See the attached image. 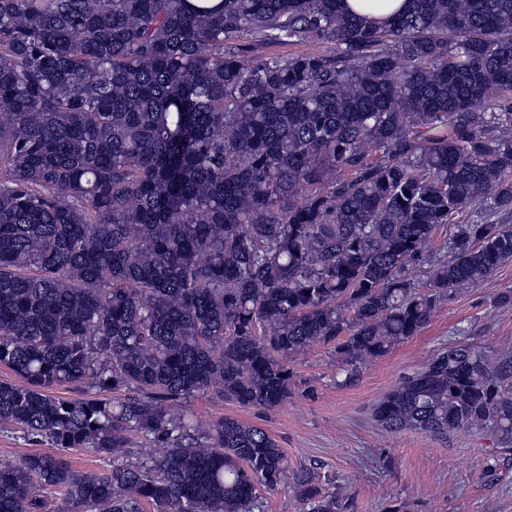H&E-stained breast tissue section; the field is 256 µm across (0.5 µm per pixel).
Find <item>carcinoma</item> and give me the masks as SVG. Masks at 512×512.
<instances>
[{
    "instance_id": "cac0c4a2",
    "label": "carcinoma",
    "mask_w": 512,
    "mask_h": 512,
    "mask_svg": "<svg viewBox=\"0 0 512 512\" xmlns=\"http://www.w3.org/2000/svg\"><path fill=\"white\" fill-rule=\"evenodd\" d=\"M340 2L0 0V428L112 459L0 463V512L48 490L60 512H262L280 486L301 512L351 508L264 429L175 410L205 391L278 408L310 347L381 358L512 262L491 220L512 213V0L378 23ZM255 35L336 53L260 55ZM373 418L511 456L512 355L451 341Z\"/></svg>"
}]
</instances>
